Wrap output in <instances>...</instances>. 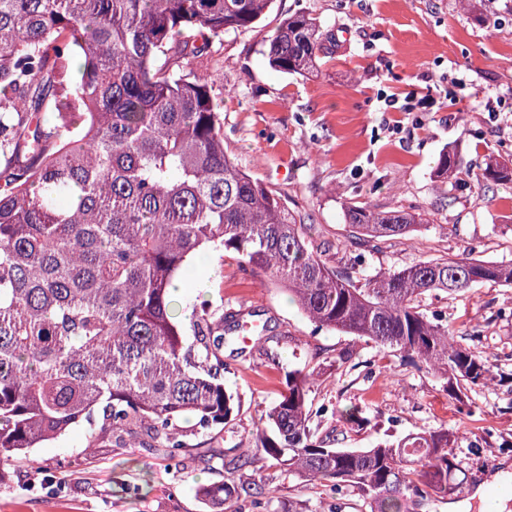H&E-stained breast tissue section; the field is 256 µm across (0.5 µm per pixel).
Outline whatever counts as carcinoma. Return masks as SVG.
<instances>
[{"label": "carcinoma", "mask_w": 512, "mask_h": 512, "mask_svg": "<svg viewBox=\"0 0 512 512\" xmlns=\"http://www.w3.org/2000/svg\"><path fill=\"white\" fill-rule=\"evenodd\" d=\"M273 0H0V453H27L86 423L91 438L142 429L170 460L189 444L179 422L222 430L240 412L224 387V341L265 335L242 311L199 297L177 315L179 274L204 250L236 255L240 271L294 294L315 329L357 336L384 355L422 362L458 397L494 365L421 309L433 291L512 285V261L467 254L358 278L372 243L428 220L345 207L357 234L351 271L314 251L310 225L224 151V81L193 68L229 31L262 20ZM336 55L333 28L309 12L283 19L270 65L303 74ZM55 107L59 122L45 119ZM437 176L512 183V162L473 173L441 155ZM194 340H185L186 328ZM279 398L252 430L241 466L268 462L290 476L343 483L371 512H423L419 486L454 493L448 430L374 448H334L311 432L316 372L284 374ZM265 483L200 489L217 512Z\"/></svg>", "instance_id": "cac0c4a2"}]
</instances>
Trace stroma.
<instances>
[{
	"instance_id": "1",
	"label": "stroma",
	"mask_w": 512,
	"mask_h": 512,
	"mask_svg": "<svg viewBox=\"0 0 512 512\" xmlns=\"http://www.w3.org/2000/svg\"><path fill=\"white\" fill-rule=\"evenodd\" d=\"M300 11L336 27L340 47L312 73L272 68L267 46L281 19ZM483 18L459 0H274L255 27L226 33L210 68L224 77V149L242 169L275 190L302 223L329 266L343 269L353 250L347 205L425 214L428 230L413 239L386 238L368 257L367 275L462 252L512 259V184L459 185L437 177L439 159L454 152L464 166L512 157V0H486ZM431 92L429 112H388L384 99ZM182 307L198 296L231 312L250 309L271 327L248 358L224 347V385L241 409L223 431L193 437L175 463L145 436L125 447L111 437L90 441L86 428L0 463V512H207L200 485L240 483L232 468L253 423L283 389L284 371H319L311 395L317 436L340 448H372L421 430L447 429L462 483L426 512H448L500 469L512 471V287L477 285L424 296L422 308L445 316L457 341L489 357L499 381L448 395L423 367L381 357L374 344L315 329L283 289L260 286L233 255L195 257L181 276ZM391 373H382V366ZM359 407L364 428L340 410ZM38 461L54 475L43 483ZM278 492L268 507L242 496L227 512H369L352 487L266 471Z\"/></svg>"
}]
</instances>
